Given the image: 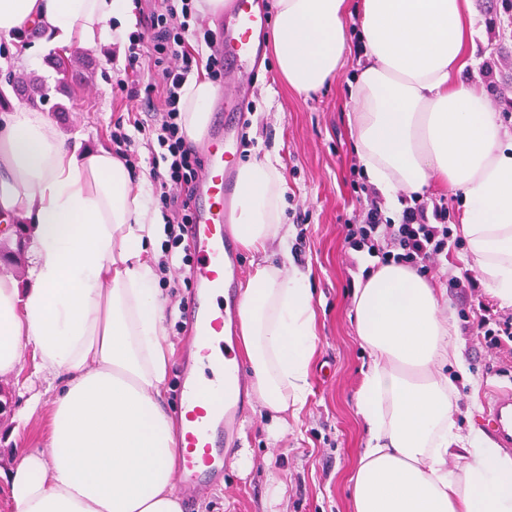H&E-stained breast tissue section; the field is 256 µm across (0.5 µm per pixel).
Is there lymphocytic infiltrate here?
I'll use <instances>...</instances> for the list:
<instances>
[{"instance_id":"f902f5d3","label":"lymphocytic infiltrate","mask_w":512,"mask_h":512,"mask_svg":"<svg viewBox=\"0 0 512 512\" xmlns=\"http://www.w3.org/2000/svg\"><path fill=\"white\" fill-rule=\"evenodd\" d=\"M216 39V32L198 23L192 0H167L164 12L153 14L148 23L138 25L129 34L125 67L113 77L118 90L129 98L148 100L154 92L162 94L153 127L165 169L155 178L161 189L160 201L168 213L169 243L174 248L184 242L183 226L191 220L188 191L202 166L181 127V90L189 76L200 72L213 82L222 83V60L217 54L203 57L198 52L199 46L211 47ZM150 50L161 68L156 83L141 77V65ZM451 236L445 207L414 196L395 223L384 218L377 199H368L356 227L349 229L347 240L353 249H364L371 255L376 252V242H390L396 249L394 262L418 267L438 259Z\"/></svg>"}]
</instances>
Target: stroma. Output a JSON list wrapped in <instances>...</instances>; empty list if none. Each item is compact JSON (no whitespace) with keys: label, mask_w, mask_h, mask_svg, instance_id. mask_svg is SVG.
Masks as SVG:
<instances>
[{"label":"stroma","mask_w":512,"mask_h":512,"mask_svg":"<svg viewBox=\"0 0 512 512\" xmlns=\"http://www.w3.org/2000/svg\"><path fill=\"white\" fill-rule=\"evenodd\" d=\"M473 61L462 78L481 83L487 61H495L496 78L512 81V37L503 38L506 20L501 0H473ZM38 30L26 33L20 44L0 39V101L8 108L28 106L26 96L6 84V73H25L22 54L38 44ZM501 54H494V47ZM125 45L110 50L89 49L82 80H63L51 65L55 50L42 56L35 76L47 90L38 103L50 112L58 129L71 140L94 147L111 148L112 130L126 118L131 104L112 83L114 71L125 56ZM359 66L349 58L329 88L308 98L291 89L282 77L273 43H266L264 60L249 81L247 130L251 144L242 162L271 156L277 158L285 180L281 210L288 229L289 250L270 249L272 262L307 275L317 315L318 348L309 368L310 394L298 418L288 421L279 438H271L270 419L260 414L254 400H247L239 427L237 445L250 449L257 462L248 474L225 469L221 480L203 486L193 506L183 512H351L347 479L367 436L355 415L354 396L360 369L369 356L354 336L350 319L353 292L368 255L354 251L345 241L347 226L366 203L354 150V131L348 114L352 108L348 82ZM435 197L448 209V225L454 240L427 278L441 288L448 314L458 333V344L467 363L468 376L457 379L454 367L444 372L454 377L457 423L462 434L483 425L484 396L493 386L512 383V356L493 357L476 326L466 323L476 302L492 313L512 316V306L501 304L486 287L471 290L474 276L459 224L460 197L448 189ZM163 286V309L168 340L173 345L165 385L168 409L177 405L182 363L192 338L181 313L192 296L188 268L171 273ZM34 371L31 352H24L18 376L0 382V460L9 461L19 448H45L50 431V409H42L27 423L17 414L25 407L28 380ZM281 483L284 494L271 503L269 489Z\"/></svg>","instance_id":"1"}]
</instances>
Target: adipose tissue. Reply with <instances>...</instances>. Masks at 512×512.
I'll list each match as a JSON object with an SVG mask.
<instances>
[{"label":"adipose tissue","instance_id":"ef3b65f1","mask_svg":"<svg viewBox=\"0 0 512 512\" xmlns=\"http://www.w3.org/2000/svg\"><path fill=\"white\" fill-rule=\"evenodd\" d=\"M281 75L320 92L352 50L348 0H277ZM365 60L351 86L355 150L367 182L394 202L447 180L460 193L462 234L482 282L512 305V133L487 89L460 81L472 45V0H361ZM129 0H0V37L26 28L47 47L112 44ZM216 89L183 88V131L205 134ZM148 176L101 147L73 142L50 113L0 114V223L20 222L27 284L0 274V380L30 348L49 402L46 449L0 468L11 512H182L174 489V422L164 300L147 257L156 235ZM234 226L246 249L286 248L283 175L271 159L240 167ZM354 332L370 354L355 394L367 434L349 478L353 512H512V453L456 422L444 365L467 366L437 288L414 269L378 266L354 293ZM238 316L249 383L279 437L309 394L316 313L305 276L257 263Z\"/></svg>","mask_w":512,"mask_h":512}]
</instances>
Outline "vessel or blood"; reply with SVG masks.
Listing matches in <instances>:
<instances>
[{
    "instance_id": "b4317fda",
    "label": "vessel or blood",
    "mask_w": 512,
    "mask_h": 512,
    "mask_svg": "<svg viewBox=\"0 0 512 512\" xmlns=\"http://www.w3.org/2000/svg\"><path fill=\"white\" fill-rule=\"evenodd\" d=\"M264 15L259 0H226L216 20L221 53L240 71L258 67ZM243 83L219 88L217 110L202 140V170L193 188L187 239L194 256V292L185 319L194 339L200 375H184L179 387L175 440L180 488L194 492L224 465V452L240 421L243 376L235 348L224 338L235 319L242 266L233 236L239 196ZM483 420L499 447H512V388L490 389Z\"/></svg>"
}]
</instances>
